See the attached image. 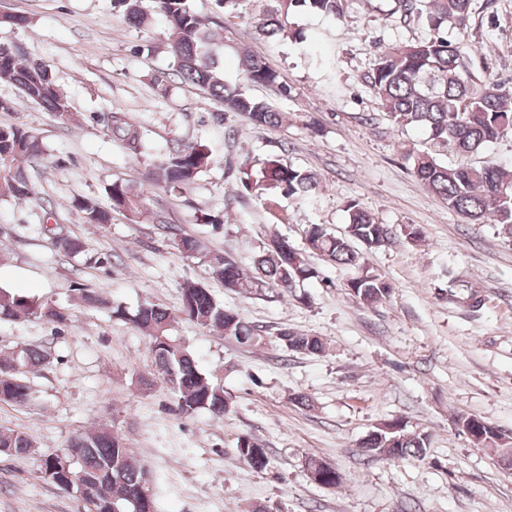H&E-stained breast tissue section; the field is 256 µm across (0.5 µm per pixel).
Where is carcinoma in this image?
Returning <instances> with one entry per match:
<instances>
[{"mask_svg": "<svg viewBox=\"0 0 512 512\" xmlns=\"http://www.w3.org/2000/svg\"><path fill=\"white\" fill-rule=\"evenodd\" d=\"M344 0H269L259 31L266 38L294 39L300 35L290 28V16L303 8L339 19ZM115 0L129 23L144 27L151 13L162 15L167 24L165 47L172 60L171 69L153 78L154 87L163 95L174 81L208 91L218 111L214 119L224 121V113L236 112L253 126L280 127L288 117L270 103L248 94L240 86L224 83L223 53L219 40L208 23L194 12L188 0ZM404 19L427 28L431 35L414 42H398L377 52L365 82L377 104L398 129L422 128L438 146L456 154L478 153L512 133V89L486 82L471 74L464 63L469 47L461 38L470 18L471 0H398ZM453 28L458 38L443 36ZM246 79L254 84L270 85L278 75L261 59L244 54L241 58ZM0 80L8 81L29 101L49 112L55 123L68 127L73 112L67 96L58 87L49 66L29 58L16 44L0 42ZM112 140L120 143L133 158L142 155V135L128 113L110 109L101 115ZM47 149L39 134L23 124L0 123V193L13 200L32 195L30 170L47 160ZM414 176L448 207L470 224H500L512 231V169L487 162L478 166H452L425 150L409 148ZM212 163L211 150L201 143H175L165 159L156 166L149 182L169 191L179 192L194 183ZM240 183L247 190L264 193L280 190L288 196H310L320 187L317 175L286 165L277 156H269L260 166H246L240 171ZM108 205L93 197L76 198L72 206L85 224L103 227L112 223L118 212L133 223L147 215L161 234L172 241L180 254L193 257L204 250L201 239L181 233L167 220L165 213L151 211L143 185L123 179L112 181L107 189ZM349 222L342 235L329 233L323 225L309 226L307 247L323 259L351 271L346 280L348 294L361 304L372 306L390 296L393 285L363 262L358 242L376 249L393 242L399 235L419 241L421 230L409 225L397 230L378 223L367 211L352 203ZM57 250L68 258L87 254L86 243L74 236L55 238ZM214 278L224 288L236 291L253 288L263 292L278 289L287 293L296 282L314 276L305 251L274 237L254 261V273L242 269L230 256L214 255L209 260ZM81 306L105 309L116 320L129 321L147 337L156 371L171 386L175 412L191 417L206 410L217 418L230 412L231 403L224 388L203 373L191 349L171 334L173 318L167 309L147 302L134 313L113 303L99 292L75 289ZM181 317L197 326L220 333L241 347H256L265 337L239 313L218 303L201 283L186 280L181 284ZM71 308L56 305L26 294L0 288V322L18 323L42 319L55 326L72 321ZM279 340L293 351L321 354L325 351L318 336L298 333L288 328ZM50 358L40 345H25L9 352L0 351V402L23 406L35 399L29 374L38 371ZM253 436L238 437L235 452L254 470H263L269 457L260 461L251 456ZM36 446L24 431L0 429V455L22 458ZM429 437L410 433L397 417L376 427L362 443L364 455L388 460L409 457L424 459ZM41 473L55 487L74 491L85 503L86 512H134L133 502L149 484L148 471L124 438L101 425L94 430L77 432L66 446L44 459Z\"/></svg>", "mask_w": 512, "mask_h": 512, "instance_id": "obj_1", "label": "carcinoma"}]
</instances>
